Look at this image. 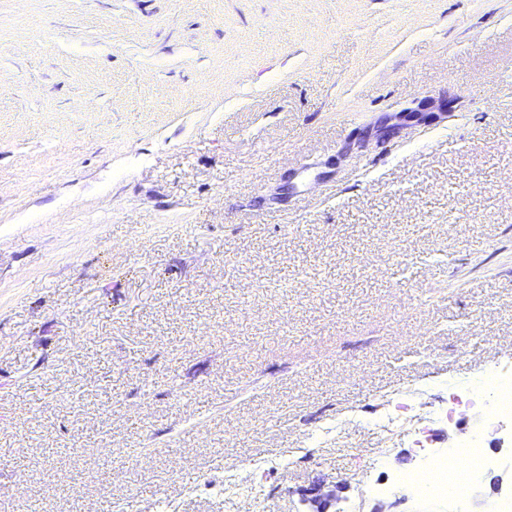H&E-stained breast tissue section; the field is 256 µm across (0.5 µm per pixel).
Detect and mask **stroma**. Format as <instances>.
Here are the masks:
<instances>
[{
  "label": "stroma",
  "mask_w": 512,
  "mask_h": 512,
  "mask_svg": "<svg viewBox=\"0 0 512 512\" xmlns=\"http://www.w3.org/2000/svg\"><path fill=\"white\" fill-rule=\"evenodd\" d=\"M510 365L512 0H0V512H489ZM496 393V397L492 393ZM488 395H492L493 403L490 407L491 424L497 425L503 420L512 418V378L507 379L503 370L495 369L480 383L470 384L461 390V394L453 397L457 402L465 399L471 405L487 406ZM475 445L473 440H464L458 447L448 448L447 451H431L430 448H423L422 451L429 455L428 468L424 471L428 477L423 482H412L413 488L423 495L436 497L447 495L448 473V493L455 494L458 489V477L468 469L469 461L462 457L448 458L468 454L478 448ZM325 485L323 481H317L306 489L305 496L307 501L313 506V510L308 512H329V509L338 503L339 496L335 490H324Z\"/></svg>",
  "instance_id": "obj_1"
}]
</instances>
